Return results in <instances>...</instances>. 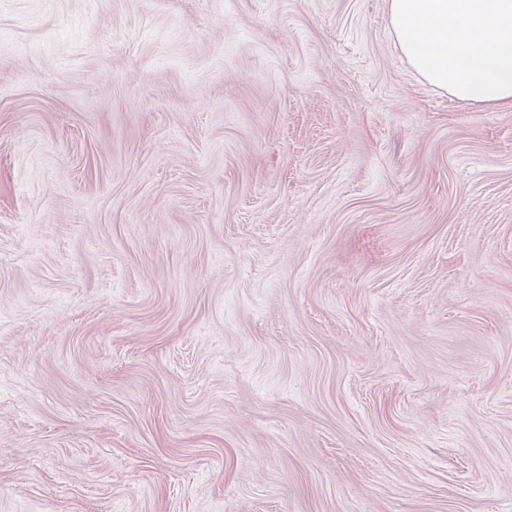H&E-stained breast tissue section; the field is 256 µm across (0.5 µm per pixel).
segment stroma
Masks as SVG:
<instances>
[{
	"label": "stroma",
	"mask_w": 512,
	"mask_h": 512,
	"mask_svg": "<svg viewBox=\"0 0 512 512\" xmlns=\"http://www.w3.org/2000/svg\"><path fill=\"white\" fill-rule=\"evenodd\" d=\"M0 512H512V108L387 0H0Z\"/></svg>",
	"instance_id": "obj_1"
}]
</instances>
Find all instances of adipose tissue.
Segmentation results:
<instances>
[{"label": "adipose tissue", "instance_id": "adipose-tissue-1", "mask_svg": "<svg viewBox=\"0 0 512 512\" xmlns=\"http://www.w3.org/2000/svg\"><path fill=\"white\" fill-rule=\"evenodd\" d=\"M395 41L431 86L512 106V0H387Z\"/></svg>", "mask_w": 512, "mask_h": 512}]
</instances>
